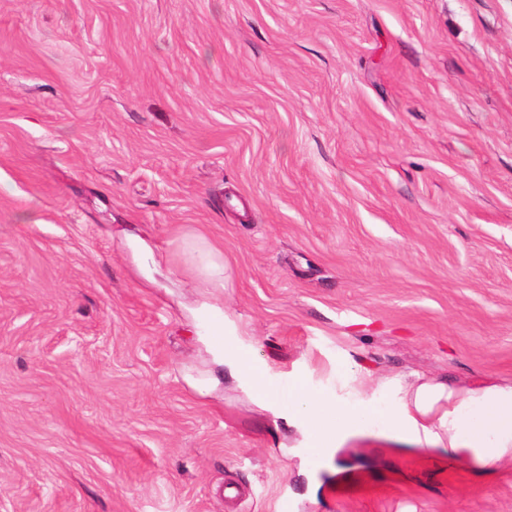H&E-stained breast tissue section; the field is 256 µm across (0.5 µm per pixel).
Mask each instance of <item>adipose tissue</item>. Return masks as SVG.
Returning a JSON list of instances; mask_svg holds the SVG:
<instances>
[{
  "mask_svg": "<svg viewBox=\"0 0 512 512\" xmlns=\"http://www.w3.org/2000/svg\"><path fill=\"white\" fill-rule=\"evenodd\" d=\"M184 254L199 287L223 292L228 281L223 247L197 233L185 240ZM288 408L289 422L301 426L311 439L307 452L315 466L332 457L338 443L363 431L362 411L309 394L299 379ZM384 436L420 446L444 444L479 465L500 463L512 454V386L458 391L442 382L402 383L386 415Z\"/></svg>",
  "mask_w": 512,
  "mask_h": 512,
  "instance_id": "obj_1",
  "label": "adipose tissue"
}]
</instances>
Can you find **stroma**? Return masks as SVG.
Wrapping results in <instances>:
<instances>
[{
	"instance_id": "stroma-1",
	"label": "stroma",
	"mask_w": 512,
	"mask_h": 512,
	"mask_svg": "<svg viewBox=\"0 0 512 512\" xmlns=\"http://www.w3.org/2000/svg\"><path fill=\"white\" fill-rule=\"evenodd\" d=\"M195 232L279 397L512 385V0H0V512H512L210 387ZM186 262L196 271L199 288H211L224 293L228 281L224 264V248L216 245L201 233L193 234L183 241Z\"/></svg>"
}]
</instances>
